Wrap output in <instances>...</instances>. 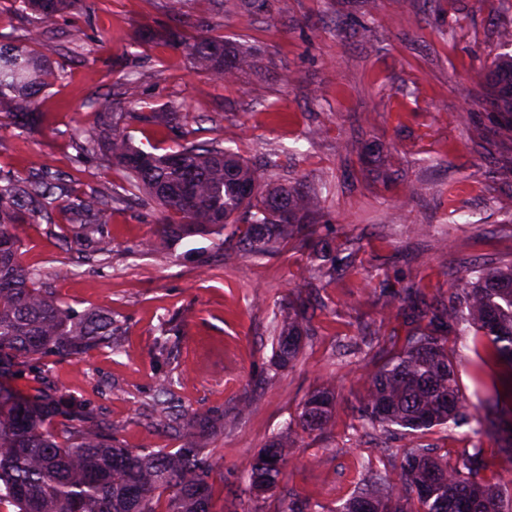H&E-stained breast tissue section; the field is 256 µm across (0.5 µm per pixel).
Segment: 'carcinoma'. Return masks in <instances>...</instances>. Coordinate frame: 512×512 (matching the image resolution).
<instances>
[{
  "mask_svg": "<svg viewBox=\"0 0 512 512\" xmlns=\"http://www.w3.org/2000/svg\"><path fill=\"white\" fill-rule=\"evenodd\" d=\"M15 10L34 15L27 45L0 42V116L21 131L43 120L40 104L52 82L63 78L29 45L41 42L60 16L87 13L84 0H14ZM196 68L216 82L232 81L253 63L251 49L221 36L187 41L170 30ZM486 104L500 124L512 129V55H498L485 76ZM154 118L178 131L175 149L155 154L133 145L120 128L112 106L101 112L100 129L81 150L100 154L125 173L133 197L163 209L159 230L182 242L206 237L219 254L245 251L263 255L277 250L319 223L325 214L324 191L263 181V173L218 141L199 140L184 127L182 113L166 105ZM71 235L65 243L109 256L112 238L105 233L104 211L118 197L110 191L68 193L61 174L23 178L0 170V378L46 356L81 360L94 350L122 352L121 327L112 314L79 311L59 302L43 272L22 259L24 224L48 216L64 197ZM353 255L333 254L328 245L314 250L311 269L341 275ZM388 312L401 317L409 331L392 343L373 372L357 407L361 431L397 432L408 439L397 478L370 459L361 462L359 482L335 512H512V489L483 476L481 446L464 448L452 462L418 442L435 427L449 432L475 422L476 432L512 434V389L497 380L473 403L461 390L449 336L473 335L482 364L512 368V265L475 269L448 299H426L411 288L389 292ZM309 331L307 307L288 306V319L275 337L278 366L298 357ZM180 328L163 323L156 338L158 354L176 362ZM40 389L25 395L0 383V506L14 512H213V471L206 440L224 430V416L185 411L175 404L179 380L162 379L153 403L155 430L183 437L171 452L150 445L139 449L112 443V426L90 418L84 403L56 394L48 376L35 375ZM336 387L322 382L300 406L297 424L305 432H323L333 421ZM276 436L255 457L249 488L256 496L279 488L289 459Z\"/></svg>",
  "mask_w": 512,
  "mask_h": 512,
  "instance_id": "carcinoma-1",
  "label": "carcinoma"
}]
</instances>
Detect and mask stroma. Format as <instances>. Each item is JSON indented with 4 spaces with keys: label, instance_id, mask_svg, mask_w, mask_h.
I'll list each match as a JSON object with an SVG mask.
<instances>
[{
    "label": "stroma",
    "instance_id": "obj_1",
    "mask_svg": "<svg viewBox=\"0 0 512 512\" xmlns=\"http://www.w3.org/2000/svg\"><path fill=\"white\" fill-rule=\"evenodd\" d=\"M92 18H59L50 42L37 45L65 72L42 102L34 132L0 125V169L24 176L48 168L75 192L124 182L122 169L78 140L95 131L98 114L123 73L135 72L143 113L126 131L144 150L164 153L177 140L150 121L174 103L199 138L223 142L252 163L276 160L272 180L314 189L327 184L326 215L314 238L333 250L355 243L354 266L337 280L311 278L308 249L288 243L265 255L204 262L170 257L155 228L161 213L136 202L113 205L106 217L110 262L83 261L67 250L69 216L30 222L23 260L40 268L56 298L77 310L112 313L123 328L124 352L92 351L76 361L48 357L22 368L11 384L30 394L43 371L58 390L88 402L112 422L128 448L152 442L176 450L174 433L154 437L149 402L157 383L178 369L182 408L223 415L224 430L207 448L216 464L215 512H250L247 471L260 448L295 420L302 401L325 380L337 386L336 412L323 434L295 432L282 484L299 499L334 512L352 491L361 457L375 442H356L352 407L379 360L344 364L343 346L363 336L403 333L381 322L382 288L412 287L448 296L475 265L512 263V139L485 106L484 75L512 27V0H264L247 12L235 0H187L173 19L169 0H95ZM217 34L258 50L254 67L219 84L197 72L167 35ZM486 137L472 139L474 128ZM309 305L311 334L296 362L273 369V321L288 303ZM183 324L177 366L155 350L163 322ZM255 405L241 420L244 395ZM440 457L480 444L488 479L512 482L501 441L433 429L423 437ZM320 464H311L314 455Z\"/></svg>",
    "mask_w": 512,
    "mask_h": 512
}]
</instances>
